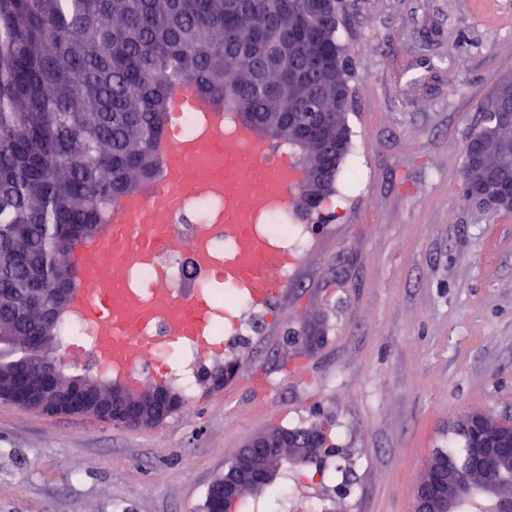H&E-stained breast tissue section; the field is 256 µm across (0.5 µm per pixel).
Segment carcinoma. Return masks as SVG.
<instances>
[{
  "label": "carcinoma",
  "mask_w": 512,
  "mask_h": 512,
  "mask_svg": "<svg viewBox=\"0 0 512 512\" xmlns=\"http://www.w3.org/2000/svg\"><path fill=\"white\" fill-rule=\"evenodd\" d=\"M291 0H0V394L40 336L25 306L53 301L61 256L94 237L117 198L155 177L171 93L189 85L288 139V106L314 62L283 31ZM293 3V2H291ZM298 6V3H293ZM301 448L269 461L288 478Z\"/></svg>",
  "instance_id": "carcinoma-1"
}]
</instances>
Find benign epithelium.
<instances>
[{"label":"benign epithelium","instance_id":"1","mask_svg":"<svg viewBox=\"0 0 512 512\" xmlns=\"http://www.w3.org/2000/svg\"><path fill=\"white\" fill-rule=\"evenodd\" d=\"M344 7L345 0H302L303 15L319 20V25L304 37L307 51H316L319 44L329 38ZM352 103L353 88L351 80L346 79L336 82V108L324 113L322 127L305 129L298 124L297 113H288V126L296 130L297 141H305L307 135L312 133L321 145L322 165L310 173L305 164H300L304 177L297 184V189L305 200L322 198L328 193V163L341 155L342 133L350 132L348 112L352 111ZM483 116L485 127L495 133L511 125L512 90L497 95L484 107ZM326 127L336 128V141L323 136V129ZM493 140L492 136L482 138L477 135L468 140L466 169L482 165L487 148ZM481 184L483 189L479 201L482 205L489 209L512 210V198L504 201L498 194L493 171L485 173ZM15 377L14 402L22 408L42 399L59 414L91 417L118 424L143 425L145 419L140 414L142 408L153 409L155 422L158 423L175 401V395L166 386L136 391L120 380L101 384L76 380L73 386L66 388L63 397L56 400L54 396L58 392V365L55 359L47 357L41 358L36 364L29 360L21 361L15 370ZM455 431L465 439L467 462L463 464L444 453L431 455L417 485L414 512H455L454 490L470 470L478 468L496 473L503 459L512 456V428L486 414L471 413L462 417L457 420ZM274 444L284 448H314L315 431L311 428L298 431L269 428L251 438L241 450L238 460L264 471L263 478L253 484L255 489L262 488L272 476L266 459L267 451ZM477 492L492 501L493 512H512V496L502 495L496 483H485Z\"/></svg>","mask_w":512,"mask_h":512}]
</instances>
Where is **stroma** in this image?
<instances>
[{
  "instance_id": "1",
  "label": "stroma",
  "mask_w": 512,
  "mask_h": 512,
  "mask_svg": "<svg viewBox=\"0 0 512 512\" xmlns=\"http://www.w3.org/2000/svg\"><path fill=\"white\" fill-rule=\"evenodd\" d=\"M351 146L274 315L153 427L0 401V512H204L256 434L320 424L327 512H413L470 412L512 418V214L463 199L464 150L512 79V0H349ZM317 326L316 348L289 342Z\"/></svg>"
}]
</instances>
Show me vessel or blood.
Listing matches in <instances>:
<instances>
[{
    "label": "vessel or blood",
    "mask_w": 512,
    "mask_h": 512,
    "mask_svg": "<svg viewBox=\"0 0 512 512\" xmlns=\"http://www.w3.org/2000/svg\"><path fill=\"white\" fill-rule=\"evenodd\" d=\"M174 100L182 111L201 115L200 137L163 140L160 171L149 187L114 202L104 236L78 245L75 251L79 274L70 308L94 323L97 362L134 387L141 381L146 347L141 336L146 325L164 320L171 340H195L205 352L212 348L200 334L208 311L203 295L181 301L168 288L134 291L114 273L118 267L154 263L157 250L173 243L172 217L184 196L221 200L224 230L232 237L233 250L220 271L254 307H269L280 291L269 268L295 262L291 253L271 250L250 228L252 215L268 201L270 180L295 186V166L287 164L265 174L260 153L238 152L225 155L223 171L205 169L198 163L204 148L224 145V110L189 87L180 88ZM215 231V226H206L193 246L195 264L205 274L217 271L211 254Z\"/></svg>",
    "instance_id": "b4317fda"
}]
</instances>
